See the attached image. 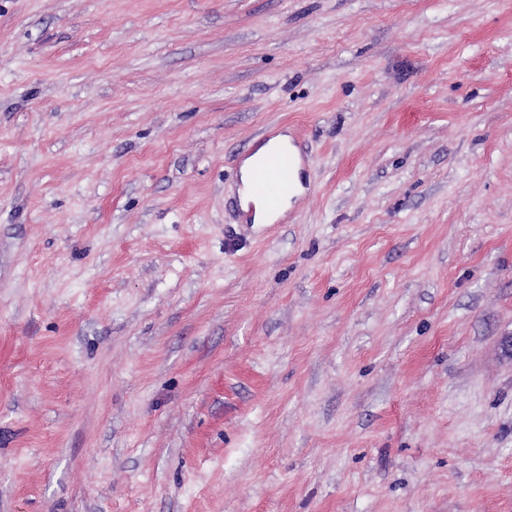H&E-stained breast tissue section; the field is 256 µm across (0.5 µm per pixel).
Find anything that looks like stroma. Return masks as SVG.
<instances>
[{"mask_svg": "<svg viewBox=\"0 0 512 512\" xmlns=\"http://www.w3.org/2000/svg\"><path fill=\"white\" fill-rule=\"evenodd\" d=\"M511 338L512 0H0V512H512ZM287 146L288 137L282 135L278 136L265 145L259 147L243 162L240 168L242 184L240 193L242 199L245 204L254 202L256 206L255 218L256 221L261 224H267L274 221L280 214L290 207L292 198L302 191L295 170L300 166L303 159L296 153L288 151L286 154H276L269 163L263 165L253 175V189L260 197L265 207L260 201L252 197L250 193V181L254 170L263 162L272 150ZM294 173L297 190L290 196H286L279 206L282 196L291 189V177ZM278 206L279 209L276 213L269 212L275 211Z\"/></svg>", "mask_w": 512, "mask_h": 512, "instance_id": "obj_1", "label": "stroma"}]
</instances>
